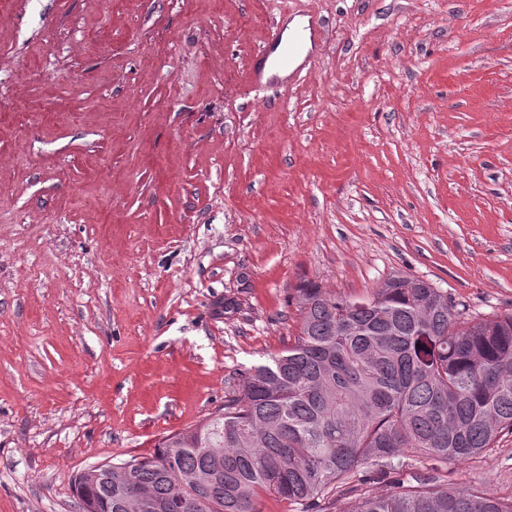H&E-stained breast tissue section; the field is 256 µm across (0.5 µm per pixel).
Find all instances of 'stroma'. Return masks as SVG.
<instances>
[{
    "mask_svg": "<svg viewBox=\"0 0 512 512\" xmlns=\"http://www.w3.org/2000/svg\"><path fill=\"white\" fill-rule=\"evenodd\" d=\"M401 274L512 312V0H0V512L222 408L299 279ZM447 469L511 496L512 437Z\"/></svg>",
    "mask_w": 512,
    "mask_h": 512,
    "instance_id": "stroma-1",
    "label": "stroma"
}]
</instances>
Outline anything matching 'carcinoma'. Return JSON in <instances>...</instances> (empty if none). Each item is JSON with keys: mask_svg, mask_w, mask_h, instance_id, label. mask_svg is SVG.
Returning a JSON list of instances; mask_svg holds the SVG:
<instances>
[{"mask_svg": "<svg viewBox=\"0 0 512 512\" xmlns=\"http://www.w3.org/2000/svg\"><path fill=\"white\" fill-rule=\"evenodd\" d=\"M288 345L239 373L224 407L162 437L112 488L72 479L77 506L126 512L124 499L187 498L195 512H260L273 494L300 512L355 496L345 512H512V496L394 480L385 495L354 483L365 465L389 476L406 459L462 461L512 436V313L484 320L426 280L393 276L364 299L301 279Z\"/></svg>", "mask_w": 512, "mask_h": 512, "instance_id": "1", "label": "carcinoma"}]
</instances>
